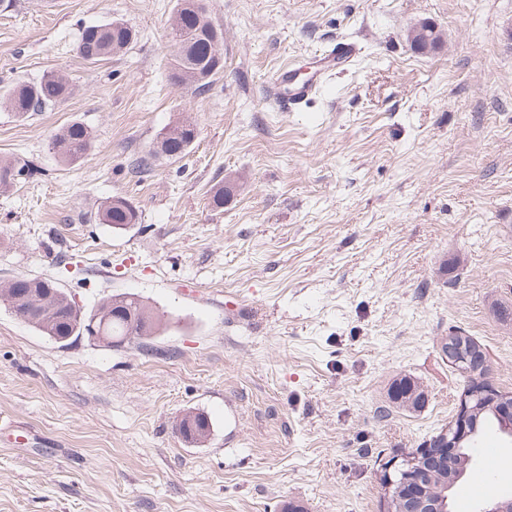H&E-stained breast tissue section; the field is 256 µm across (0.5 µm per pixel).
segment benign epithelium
<instances>
[{"instance_id": "obj_1", "label": "benign epithelium", "mask_w": 512, "mask_h": 512, "mask_svg": "<svg viewBox=\"0 0 512 512\" xmlns=\"http://www.w3.org/2000/svg\"><path fill=\"white\" fill-rule=\"evenodd\" d=\"M46 295L45 290L30 289L21 295L13 291L0 296L12 306L24 304L37 308L44 303ZM442 355L454 366H468L470 387L462 395L448 428L406 458L399 469L402 481H393L390 471H385L387 512H450L448 492L452 485L437 479L423 458L436 455L453 459L461 456L474 434L475 416L484 412L494 414L501 423L502 431L512 438V394L502 393L489 384L487 357L475 345V340L461 334L452 335L443 342ZM176 427L189 444H202L208 439L194 411L181 414Z\"/></svg>"}]
</instances>
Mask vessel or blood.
I'll use <instances>...</instances> for the list:
<instances>
[{
	"instance_id": "vessel-or-blood-1",
	"label": "vessel or blood",
	"mask_w": 512,
	"mask_h": 512,
	"mask_svg": "<svg viewBox=\"0 0 512 512\" xmlns=\"http://www.w3.org/2000/svg\"><path fill=\"white\" fill-rule=\"evenodd\" d=\"M356 52L357 47L354 43H338L318 60L316 70L306 80L297 79L290 68L279 70L270 82L272 100L281 111L295 110L317 92L327 71L353 58Z\"/></svg>"
}]
</instances>
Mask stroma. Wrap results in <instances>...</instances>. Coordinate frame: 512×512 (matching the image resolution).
<instances>
[{
	"label": "stroma",
	"mask_w": 512,
	"mask_h": 512,
	"mask_svg": "<svg viewBox=\"0 0 512 512\" xmlns=\"http://www.w3.org/2000/svg\"><path fill=\"white\" fill-rule=\"evenodd\" d=\"M223 34L208 92L170 78L177 0H13L0 86L61 73L64 103L0 109V157L30 168L0 192V281L40 276L85 309L134 293L157 336L63 347L0 302V512H385L381 475L447 427L467 385L443 339L473 336L512 393V0H204ZM135 40L87 64L81 30ZM433 24L432 52L408 29ZM348 40L357 54L299 111L265 88ZM180 158L151 156L181 120ZM86 123L66 165L51 136ZM148 157L149 170L132 163ZM230 193L223 206L212 195ZM128 199L137 223L98 211ZM424 390L394 408L392 382ZM213 424L192 446L176 422ZM473 455L471 502L512 499V439ZM92 144L91 131L80 121H73L58 130L50 139V149L63 162L74 164L81 161ZM197 136V128L191 122H182L160 133L153 151L170 158L183 155ZM420 389V387L411 378L402 377L395 380L388 392V398L392 404L397 408H403L408 410L416 411L420 409L425 403V396L423 390L420 389L418 396L411 400L410 396H407L411 387Z\"/></svg>",
	"instance_id": "1"
}]
</instances>
